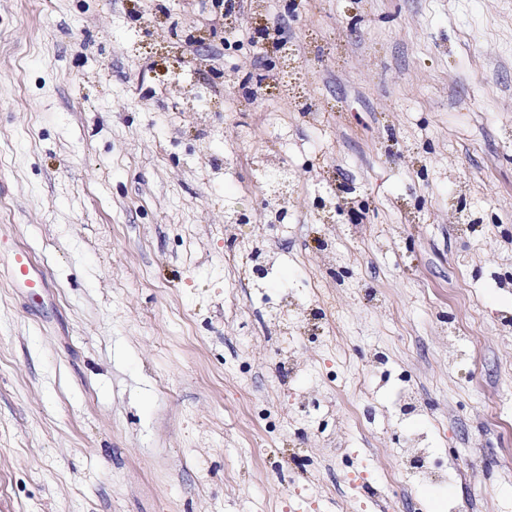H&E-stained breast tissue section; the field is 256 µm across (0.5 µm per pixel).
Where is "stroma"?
I'll return each instance as SVG.
<instances>
[{
	"mask_svg": "<svg viewBox=\"0 0 512 512\" xmlns=\"http://www.w3.org/2000/svg\"><path fill=\"white\" fill-rule=\"evenodd\" d=\"M224 2L0 0V512H512V0ZM281 52L284 59V66L278 73V78L274 88L277 89L280 94H294L291 80L294 73L293 70L295 69L294 64L297 62L296 51L291 46H288L287 42H284L281 45ZM264 181L267 186L266 193L269 198L268 201H270V199L279 197L283 193V197L285 200L283 210L285 213L286 210H288V202H289L288 186L286 187L285 191L283 189L284 185H288V177H287L286 173L281 170L270 171L267 173Z\"/></svg>",
	"mask_w": 512,
	"mask_h": 512,
	"instance_id": "obj_1",
	"label": "stroma"
}]
</instances>
